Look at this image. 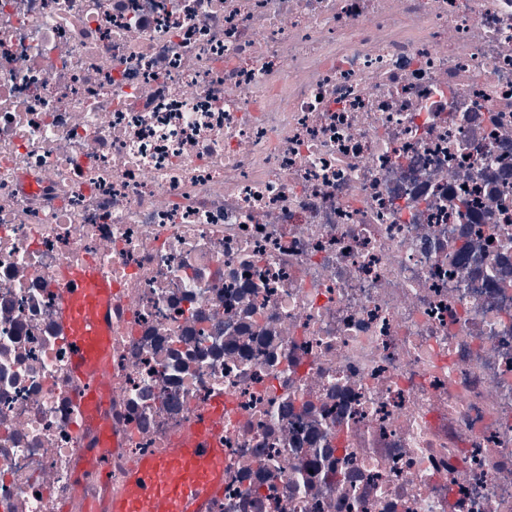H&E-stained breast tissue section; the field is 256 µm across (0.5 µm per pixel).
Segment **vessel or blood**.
Listing matches in <instances>:
<instances>
[{"label":"vessel or blood","mask_w":512,"mask_h":512,"mask_svg":"<svg viewBox=\"0 0 512 512\" xmlns=\"http://www.w3.org/2000/svg\"><path fill=\"white\" fill-rule=\"evenodd\" d=\"M111 305L107 281L96 271H72L63 291L61 321L74 346V367L96 369L100 355L93 341L108 327ZM224 399L216 397L203 422L163 455L137 461L128 469L122 494L111 512H207L224 489V447L219 440Z\"/></svg>","instance_id":"vessel-or-blood-1"}]
</instances>
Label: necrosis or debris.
<instances>
[{"label": "necrosis or debris", "instance_id": "1", "mask_svg": "<svg viewBox=\"0 0 512 512\" xmlns=\"http://www.w3.org/2000/svg\"><path fill=\"white\" fill-rule=\"evenodd\" d=\"M218 396L208 512H512V0H0V512ZM68 282L63 291L61 321L74 346L76 372L90 373L97 368L102 355L92 343L108 327L111 287L89 268L72 271Z\"/></svg>", "mask_w": 512, "mask_h": 512}]
</instances>
